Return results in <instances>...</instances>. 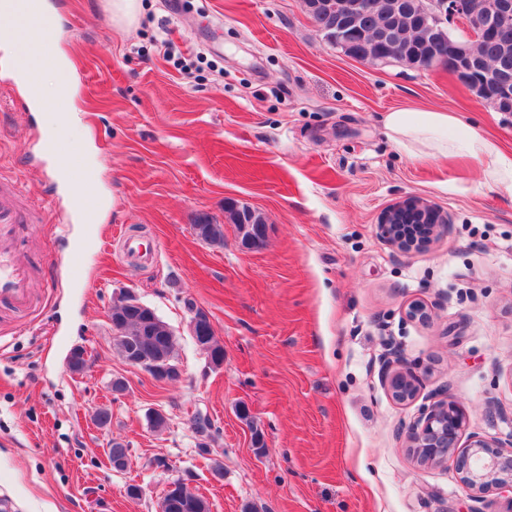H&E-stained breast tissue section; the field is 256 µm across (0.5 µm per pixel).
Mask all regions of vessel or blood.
<instances>
[{"instance_id":"1","label":"vessel or blood","mask_w":512,"mask_h":512,"mask_svg":"<svg viewBox=\"0 0 512 512\" xmlns=\"http://www.w3.org/2000/svg\"><path fill=\"white\" fill-rule=\"evenodd\" d=\"M72 184L79 197L75 209L84 222L95 219L96 173L87 168L71 169ZM16 187L0 185V319L25 315L36 310L55 286L44 275L30 244L28 214L17 204ZM124 248L134 262L149 260L154 252L151 240L127 235Z\"/></svg>"}]
</instances>
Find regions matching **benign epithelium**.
I'll use <instances>...</instances> for the list:
<instances>
[{"label":"benign epithelium","mask_w":512,"mask_h":512,"mask_svg":"<svg viewBox=\"0 0 512 512\" xmlns=\"http://www.w3.org/2000/svg\"><path fill=\"white\" fill-rule=\"evenodd\" d=\"M368 7L370 4L354 0L343 9L346 22L336 27V48L352 50L359 38L355 16L359 10ZM423 10L436 27L448 30V50L457 65L455 76L468 85L474 83L472 43L486 35H500L512 23V0H499L498 5L478 15L472 11L470 0H429ZM480 94L487 104L493 101L508 102L512 99V76H497L492 85L480 88ZM405 219L430 225L432 233L445 223L441 213L434 207L417 198L405 199L387 211L381 224L382 234L405 249L409 245L402 244L398 233V224ZM126 310L138 312L145 325L154 321L151 308L135 293L128 291L118 301V308L110 311V322L115 336L125 333L120 315ZM189 332L193 337L208 338L215 335L210 316L205 309L192 310ZM400 362L399 352H390L385 360L384 375L393 398L405 401L416 396L419 379L401 371L398 368ZM133 364L159 382L176 384L183 378V367L178 358L164 352L151 358L136 359ZM464 427L465 416L455 403L448 400L433 403L428 412L414 423L411 431L414 447L427 448L431 452L430 457H423L420 462L438 464L448 459L458 447ZM456 470L460 474L461 482L476 494H484L492 489H512V454L494 448L492 443L477 435L470 436L465 449L458 455Z\"/></svg>","instance_id":"7a95c632"}]
</instances>
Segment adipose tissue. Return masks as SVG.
I'll return each instance as SVG.
<instances>
[{"label":"adipose tissue","mask_w":512,"mask_h":512,"mask_svg":"<svg viewBox=\"0 0 512 512\" xmlns=\"http://www.w3.org/2000/svg\"><path fill=\"white\" fill-rule=\"evenodd\" d=\"M392 141L424 163L456 155L472 159L488 185H512V153L501 150L453 112L395 109L383 118Z\"/></svg>","instance_id":"obj_1"}]
</instances>
